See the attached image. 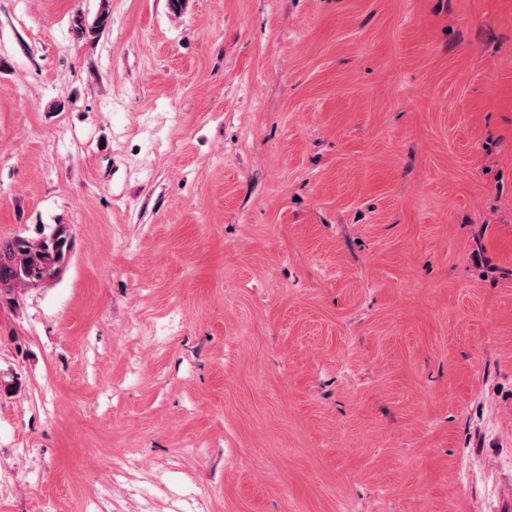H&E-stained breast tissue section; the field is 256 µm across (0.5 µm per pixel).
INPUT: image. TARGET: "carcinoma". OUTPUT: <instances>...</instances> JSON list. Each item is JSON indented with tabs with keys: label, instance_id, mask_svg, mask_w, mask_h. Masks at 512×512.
<instances>
[{
	"label": "carcinoma",
	"instance_id": "1",
	"mask_svg": "<svg viewBox=\"0 0 512 512\" xmlns=\"http://www.w3.org/2000/svg\"><path fill=\"white\" fill-rule=\"evenodd\" d=\"M69 251L68 235L60 227L35 242L21 235L0 242V283L36 285L59 271Z\"/></svg>",
	"mask_w": 512,
	"mask_h": 512
}]
</instances>
